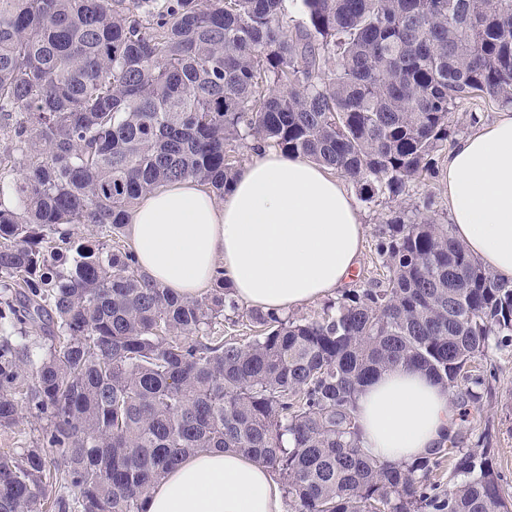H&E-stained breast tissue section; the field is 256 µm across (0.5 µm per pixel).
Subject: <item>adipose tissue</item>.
<instances>
[{"instance_id": "adipose-tissue-1", "label": "adipose tissue", "mask_w": 512, "mask_h": 512, "mask_svg": "<svg viewBox=\"0 0 512 512\" xmlns=\"http://www.w3.org/2000/svg\"><path fill=\"white\" fill-rule=\"evenodd\" d=\"M454 237L512 282V113L466 136L441 170ZM126 230L146 278L192 298L226 279L245 305L283 314L350 278L364 226L346 185L306 157L255 150L223 198L193 181L140 199ZM364 452L396 466L445 447L457 431L447 390L408 366L381 371L357 396ZM146 512H283L272 470L232 451L190 455L146 495Z\"/></svg>"}]
</instances>
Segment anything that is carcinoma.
<instances>
[{
	"label": "carcinoma",
	"instance_id": "1",
	"mask_svg": "<svg viewBox=\"0 0 512 512\" xmlns=\"http://www.w3.org/2000/svg\"><path fill=\"white\" fill-rule=\"evenodd\" d=\"M0 0V512H145L189 455L244 453L277 471L293 512H512L489 441L455 436L402 467L367 457L359 387L399 365L480 410L476 366L512 346V283L419 206L386 214L384 277L313 319L250 309L265 333L208 330L226 283L196 298L146 282L119 244L155 188L218 195L236 147L274 146L350 181L366 203L434 174L452 112L512 107V0ZM79 226L106 240L76 241ZM73 264L59 267L62 249ZM46 350L32 360L29 333ZM470 478L443 489V458ZM24 413L28 418L20 427L22 433L17 429H0V448H20L24 446L25 442L29 443L40 438L41 427L44 423L30 417L27 412Z\"/></svg>",
	"mask_w": 512,
	"mask_h": 512
}]
</instances>
